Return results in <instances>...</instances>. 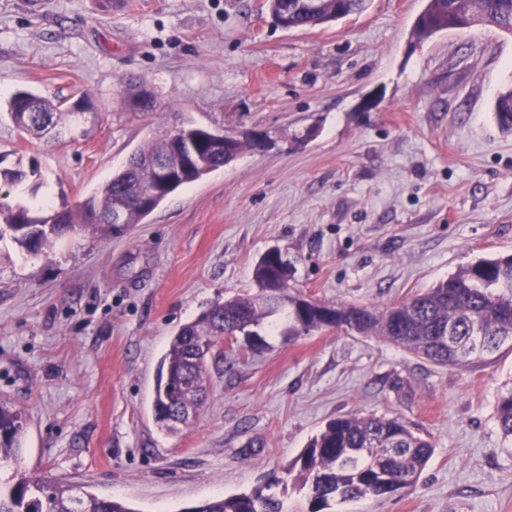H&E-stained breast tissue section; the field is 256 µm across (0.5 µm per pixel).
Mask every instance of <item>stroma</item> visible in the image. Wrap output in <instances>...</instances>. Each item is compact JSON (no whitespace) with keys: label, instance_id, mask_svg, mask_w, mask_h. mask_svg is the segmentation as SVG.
Instances as JSON below:
<instances>
[{"label":"stroma","instance_id":"stroma-1","mask_svg":"<svg viewBox=\"0 0 512 512\" xmlns=\"http://www.w3.org/2000/svg\"><path fill=\"white\" fill-rule=\"evenodd\" d=\"M0 0V201L77 208L145 140L189 120L262 136L166 198L127 233L69 235L38 255L0 238V401L23 411L22 468L138 512H183L250 491L332 419L386 415L433 446L416 486L334 512H512V440L496 418L512 353L438 366L376 336L267 337L209 373L178 433L152 412L170 336L253 289L279 248L291 287L385 308L490 253L512 252V35L448 29L418 43L425 0H370L284 30L267 0ZM154 94L147 112L128 79ZM26 90L83 102L58 138L7 116ZM409 385L398 393L395 379Z\"/></svg>","mask_w":512,"mask_h":512}]
</instances>
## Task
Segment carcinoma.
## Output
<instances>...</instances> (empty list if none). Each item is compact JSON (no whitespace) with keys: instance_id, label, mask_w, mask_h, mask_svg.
Here are the masks:
<instances>
[{"instance_id":"obj_1","label":"carcinoma","mask_w":512,"mask_h":512,"mask_svg":"<svg viewBox=\"0 0 512 512\" xmlns=\"http://www.w3.org/2000/svg\"><path fill=\"white\" fill-rule=\"evenodd\" d=\"M322 9L308 13L304 0H268L274 22L288 12V26L299 29L336 22L368 8L369 0H321ZM488 25L512 34V0H426L415 20L411 38L424 42L447 30ZM126 91L139 99L142 111L154 107L153 95L129 82ZM60 106L31 93L8 102L14 126L30 135L50 133L61 119ZM497 124L512 131V91L498 96ZM251 146L235 139L232 152L217 153L207 129L188 123L180 137L167 130L141 144L112 179L61 215L44 214L25 206L0 203V237L8 233L24 251L38 254L65 233L122 234L149 215L138 195L154 185L153 166L162 161L176 179L161 189L160 204L182 185L198 180L233 160ZM125 207L122 224L112 223V211ZM291 267L277 257L258 260L253 271L255 292L236 295L209 306L169 339L161 357L152 402L155 423L166 433L178 431L171 420L185 425L198 417L210 367L224 362V343L245 336L250 347L264 344L262 332L274 330L269 318L287 311L288 335L299 336L326 328L378 336L416 357L439 366L466 365L512 351V255L480 258L434 286L378 310L366 306L304 300L292 292ZM503 435L512 439V389L501 394L496 407ZM26 429L23 413L0 402V468L13 473L0 479V512H137L125 501L82 495L76 488L26 474L21 468V440ZM433 453L432 445L398 417L347 415L329 421L314 436L285 476L274 477L249 493L220 496L186 512H284L292 487L305 492L309 512H326L332 503L363 497L388 499L416 485Z\"/></svg>"}]
</instances>
